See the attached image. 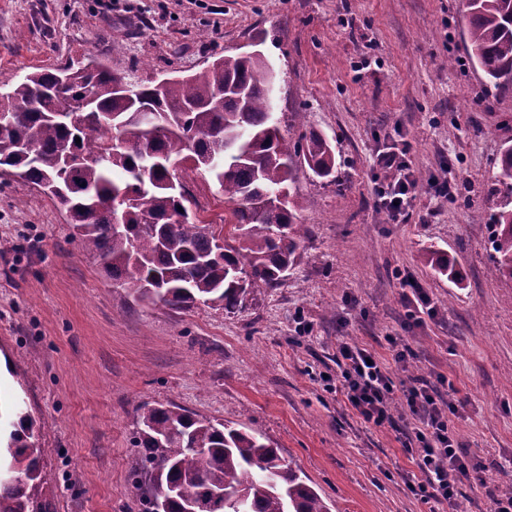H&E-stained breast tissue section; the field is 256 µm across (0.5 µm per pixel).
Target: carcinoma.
I'll return each mask as SVG.
<instances>
[{"label": "carcinoma", "mask_w": 512, "mask_h": 512, "mask_svg": "<svg viewBox=\"0 0 512 512\" xmlns=\"http://www.w3.org/2000/svg\"><path fill=\"white\" fill-rule=\"evenodd\" d=\"M466 15L469 58L490 83L511 84L512 0H466ZM266 75L260 56L226 57L193 75L137 83L131 101L92 55L35 71L0 93L11 106L26 105L0 129V173H18L54 199L72 239L138 300L212 303L232 312L252 288L278 286L300 260L292 158L336 181L335 151L321 133L280 134ZM143 107L163 113L165 124H142ZM181 172L209 177L224 194L230 205L224 245L190 216ZM498 185L512 198L511 146L500 156ZM128 193L133 203L112 211L108 203ZM491 225L492 269L512 279V210L492 215ZM425 261L443 276H457L441 251H428ZM9 426L0 448V512H43L34 421L21 413ZM134 446L132 480L146 497L144 512H153L159 488L170 495L168 512H185L186 498L218 490L224 501L211 512H330L282 464L278 449L182 407L143 410Z\"/></svg>", "instance_id": "obj_1"}]
</instances>
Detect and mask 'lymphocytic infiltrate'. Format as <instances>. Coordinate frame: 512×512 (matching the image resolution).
<instances>
[{
    "label": "lymphocytic infiltrate",
    "instance_id": "1",
    "mask_svg": "<svg viewBox=\"0 0 512 512\" xmlns=\"http://www.w3.org/2000/svg\"><path fill=\"white\" fill-rule=\"evenodd\" d=\"M374 163L380 174L374 187L376 209L393 223L406 221L418 178L405 150H377ZM336 366L335 376L324 378L323 387L343 396L364 422L380 428L394 426L393 410L397 407L413 420L404 449L421 474L420 480L411 485L415 494L448 505L449 512H458L461 484L486 485L484 468L468 461L448 425V413L454 405L447 397V378L435 382L417 379L396 386L375 353L348 342L337 346Z\"/></svg>",
    "mask_w": 512,
    "mask_h": 512
}]
</instances>
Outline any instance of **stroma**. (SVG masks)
Here are the masks:
<instances>
[{
	"label": "stroma",
	"mask_w": 512,
	"mask_h": 512,
	"mask_svg": "<svg viewBox=\"0 0 512 512\" xmlns=\"http://www.w3.org/2000/svg\"><path fill=\"white\" fill-rule=\"evenodd\" d=\"M464 0H0V86L87 53L136 81L259 51L277 76L282 134L320 132L336 181L294 161L297 269L234 312L137 302L70 238L56 202L0 175V417L31 415L45 512H143L130 473L138 407L176 404L279 448L331 512H429L392 428L324 391L336 344L368 348L393 380L454 382L449 424L490 489L512 492V279L492 273L498 160L512 84L469 61ZM407 147L420 188L405 223L373 202L377 150ZM465 188L434 196L444 172ZM193 214L224 229V197L194 174ZM459 276L434 275L427 250ZM423 288L438 309L419 311ZM312 326L299 332L300 323ZM409 347L406 365L395 355ZM486 488V489H489ZM463 485L465 512H488Z\"/></svg>",
	"instance_id": "stroma-1"
}]
</instances>
